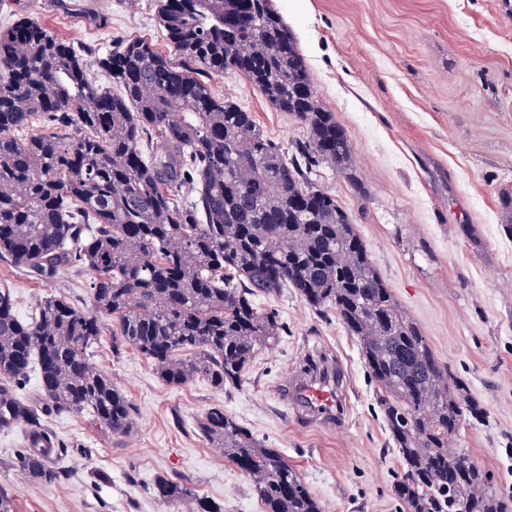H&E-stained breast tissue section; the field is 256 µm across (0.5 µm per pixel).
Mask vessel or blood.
<instances>
[{
	"label": "vessel or blood",
	"mask_w": 512,
	"mask_h": 512,
	"mask_svg": "<svg viewBox=\"0 0 512 512\" xmlns=\"http://www.w3.org/2000/svg\"><path fill=\"white\" fill-rule=\"evenodd\" d=\"M349 375L343 365L323 360L313 368L288 369L276 392L310 425L336 426L347 411L346 388Z\"/></svg>",
	"instance_id": "b4317fda"
}]
</instances>
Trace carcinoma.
Here are the masks:
<instances>
[{"label": "carcinoma", "mask_w": 512, "mask_h": 512, "mask_svg": "<svg viewBox=\"0 0 512 512\" xmlns=\"http://www.w3.org/2000/svg\"><path fill=\"white\" fill-rule=\"evenodd\" d=\"M159 23L169 52L126 39L92 62L34 21L0 30V259L47 281L90 271L95 309L162 381L203 376L218 390L240 385L283 329L254 297L292 288L358 338L402 458L394 493L406 512H509L485 471L450 450L481 409L454 395L448 367L401 311L348 214L312 179L322 162L346 172L350 147L272 0H161ZM93 64L120 93L92 79ZM229 71L305 128L291 152L253 113L211 93L204 78ZM36 117L67 136H21ZM100 336V319L63 296L19 319L0 285V431L27 427L13 466L36 481L62 477L61 446L15 392L31 369L45 411L88 410L114 433L130 428L133 405L92 360ZM198 431L250 476L265 512H324L281 454L223 407L209 408ZM152 490L224 512L182 481L160 477Z\"/></svg>", "instance_id": "obj_1"}]
</instances>
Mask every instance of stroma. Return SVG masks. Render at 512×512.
Listing matches in <instances>:
<instances>
[{
  "mask_svg": "<svg viewBox=\"0 0 512 512\" xmlns=\"http://www.w3.org/2000/svg\"><path fill=\"white\" fill-rule=\"evenodd\" d=\"M159 0H0V30L27 18L103 52L144 38L160 50ZM295 36L314 89L342 127L351 171L328 163L317 182L351 216L375 269L400 309L450 374L464 380L482 415L454 442L512 501V0H273ZM213 94L253 112L265 135L290 150L302 125L272 108L242 76L211 78ZM91 274L73 268L45 281L0 260L20 319L65 296L94 307ZM285 326L253 359L241 385L220 391L204 377L171 386L130 346L113 348L110 317L95 362L131 400L129 432L92 414L43 421L67 452L61 482L34 485L12 459L25 429L0 432V488L16 512H186L157 498V478L186 481L224 512H263L251 478L197 429L223 407L278 449L327 512H403L394 495L402 463L377 402L360 343L335 314L311 309L294 289L255 298ZM333 358L347 367L341 428L302 427L276 396L289 366Z\"/></svg>",
  "mask_w": 512,
  "mask_h": 512,
  "instance_id": "stroma-1",
  "label": "stroma"
}]
</instances>
